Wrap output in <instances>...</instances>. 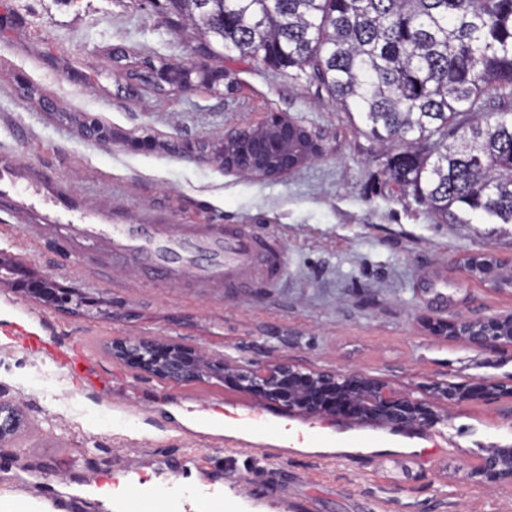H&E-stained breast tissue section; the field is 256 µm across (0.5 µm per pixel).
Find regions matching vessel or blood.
Instances as JSON below:
<instances>
[{
  "instance_id": "vessel-or-blood-1",
  "label": "vessel or blood",
  "mask_w": 512,
  "mask_h": 512,
  "mask_svg": "<svg viewBox=\"0 0 512 512\" xmlns=\"http://www.w3.org/2000/svg\"><path fill=\"white\" fill-rule=\"evenodd\" d=\"M67 230L75 243L92 241L113 255L130 259L134 269H148L161 276L190 274L205 282L220 277L230 289L241 286L240 275L254 263H263L268 283L283 274V263L274 254L272 243L243 224L213 227L207 224H71ZM26 344L66 371L72 381H80L82 351L45 346L40 337L27 336Z\"/></svg>"
}]
</instances>
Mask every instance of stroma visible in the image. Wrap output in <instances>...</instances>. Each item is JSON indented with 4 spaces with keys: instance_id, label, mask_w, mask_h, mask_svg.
<instances>
[{
    "instance_id": "obj_1",
    "label": "stroma",
    "mask_w": 512,
    "mask_h": 512,
    "mask_svg": "<svg viewBox=\"0 0 512 512\" xmlns=\"http://www.w3.org/2000/svg\"><path fill=\"white\" fill-rule=\"evenodd\" d=\"M163 0H0V179L19 201L0 208V250L79 289L83 314L0 290V399L20 401L25 427L0 444V512H123L154 496L159 512H512V486L469 485L460 466L512 445V399L462 403L426 429L443 451L386 447L387 427L344 419L349 448L281 440L287 416L259 432L211 423L201 399L251 407L222 382L172 387L112 358V339L174 340L237 360L286 359L355 369L395 388L512 381V346L445 337L458 318L512 313V289L472 277L468 255L512 259L499 225L437 222L387 173L368 134L292 71L229 55L224 75L182 90L154 68L194 55L190 31L165 21ZM278 113L322 155L278 178L228 172L212 150L226 133ZM120 133L90 136L89 124ZM60 224H246L282 250L283 278L225 290L149 271L68 237ZM112 300L111 313L97 305ZM26 330L80 345L83 388L7 335ZM133 480L108 490L104 477Z\"/></svg>"
}]
</instances>
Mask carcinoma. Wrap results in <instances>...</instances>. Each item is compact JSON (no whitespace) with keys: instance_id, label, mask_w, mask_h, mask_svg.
Segmentation results:
<instances>
[{"instance_id":"carcinoma-1","label":"carcinoma","mask_w":512,"mask_h":512,"mask_svg":"<svg viewBox=\"0 0 512 512\" xmlns=\"http://www.w3.org/2000/svg\"><path fill=\"white\" fill-rule=\"evenodd\" d=\"M214 62L295 69L356 112L436 219L512 225V0H166ZM306 156L308 133H288Z\"/></svg>"}]
</instances>
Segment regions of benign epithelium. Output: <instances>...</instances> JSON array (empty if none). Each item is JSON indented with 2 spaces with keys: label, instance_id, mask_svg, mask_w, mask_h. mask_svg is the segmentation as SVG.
<instances>
[{
  "label": "benign epithelium",
  "instance_id": "1",
  "mask_svg": "<svg viewBox=\"0 0 512 512\" xmlns=\"http://www.w3.org/2000/svg\"><path fill=\"white\" fill-rule=\"evenodd\" d=\"M283 117L270 115L246 131L269 149L250 153L238 149V132L224 136L217 154L226 169L264 174L263 165L288 163V131ZM474 277L493 288L512 285V261L491 253H477L464 260ZM0 288L22 292L46 307L69 312L81 295L61 285L47 272L32 271L20 258L0 252ZM451 338L473 347L491 343L512 344V315L464 318L444 330ZM113 358L158 381L181 386L206 379L232 384L261 405L273 404L289 415L316 418L342 415L391 428L434 427L447 424L448 406L467 401L512 398V383L479 380L460 386L435 383L424 388L425 398L411 390H396L385 380L353 370L307 369L287 360L258 365L237 364L222 355L203 352L177 341L143 337L115 338L109 345ZM24 423L20 407L0 399V443L11 441ZM464 477L479 484H512V446L488 448L474 462L461 465Z\"/></svg>",
  "mask_w": 512,
  "mask_h": 512
}]
</instances>
